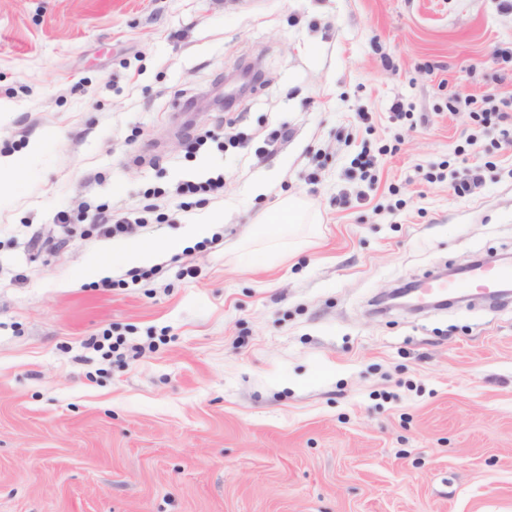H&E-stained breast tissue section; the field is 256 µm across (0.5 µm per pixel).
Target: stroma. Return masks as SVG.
Masks as SVG:
<instances>
[{"instance_id": "stroma-1", "label": "stroma", "mask_w": 512, "mask_h": 512, "mask_svg": "<svg viewBox=\"0 0 512 512\" xmlns=\"http://www.w3.org/2000/svg\"><path fill=\"white\" fill-rule=\"evenodd\" d=\"M461 91L512 98L499 0H0V512H512V297L377 311L512 257V148ZM288 197L321 234L270 262ZM113 212L207 237L105 288Z\"/></svg>"}]
</instances>
